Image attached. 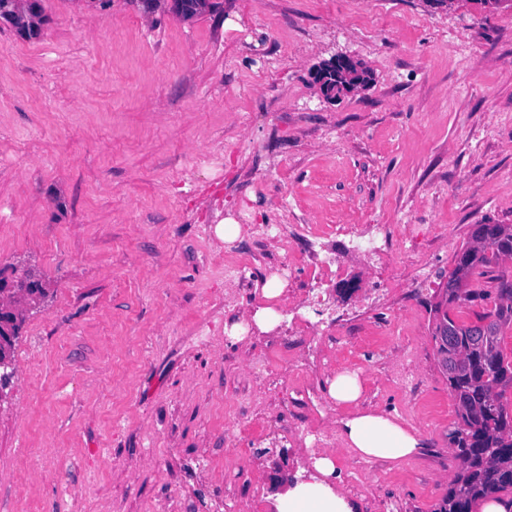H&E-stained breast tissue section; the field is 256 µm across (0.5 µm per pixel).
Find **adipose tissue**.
<instances>
[{"instance_id":"ef3b65f1","label":"adipose tissue","mask_w":512,"mask_h":512,"mask_svg":"<svg viewBox=\"0 0 512 512\" xmlns=\"http://www.w3.org/2000/svg\"><path fill=\"white\" fill-rule=\"evenodd\" d=\"M336 431L348 448L364 458L397 461L421 452V435L386 412H356L336 421ZM337 470L333 455L315 458L309 479L286 483L276 494L274 512H358L360 505L347 492L329 483Z\"/></svg>"}]
</instances>
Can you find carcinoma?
Segmentation results:
<instances>
[{
	"label": "carcinoma",
	"instance_id": "carcinoma-1",
	"mask_svg": "<svg viewBox=\"0 0 512 512\" xmlns=\"http://www.w3.org/2000/svg\"><path fill=\"white\" fill-rule=\"evenodd\" d=\"M469 258L448 274L432 308L431 337L438 365L453 397L458 422L448 433L454 478L435 512H471L474 501L512 489V359L504 353L503 329L512 326V226L476 224L465 245ZM489 288H472L474 276ZM484 305L473 317L462 309Z\"/></svg>",
	"mask_w": 512,
	"mask_h": 512
}]
</instances>
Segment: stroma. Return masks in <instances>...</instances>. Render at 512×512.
<instances>
[{"label": "stroma", "mask_w": 512, "mask_h": 512, "mask_svg": "<svg viewBox=\"0 0 512 512\" xmlns=\"http://www.w3.org/2000/svg\"><path fill=\"white\" fill-rule=\"evenodd\" d=\"M39 38L0 27V269L34 272L0 405V512H269L276 474L308 466L311 427L358 407L397 415L423 453L366 460L336 445L361 512H435L453 477L455 401L429 303L477 224H512V8L478 0H39ZM339 55L370 84L326 99ZM243 223L226 245L214 227ZM280 224L290 249L254 237ZM387 224L388 259L342 255L361 321L292 311L315 279L308 232ZM247 263L241 287L227 267ZM284 266L278 326L252 328ZM247 325L242 341L226 332ZM369 335L352 364L326 330ZM404 371L417 383L403 387ZM261 437L243 434L251 418ZM291 452L278 466L272 442ZM329 392L338 404H354L362 395V383L355 373H340L331 382Z\"/></svg>", "instance_id": "35a3bbf8"}]
</instances>
